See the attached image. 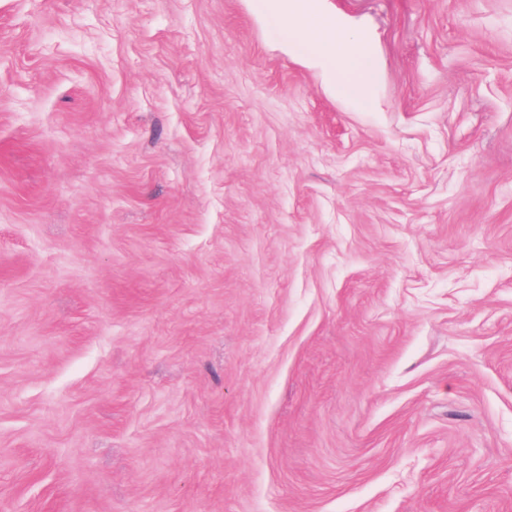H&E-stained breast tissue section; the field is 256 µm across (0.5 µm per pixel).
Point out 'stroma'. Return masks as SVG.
<instances>
[{
	"instance_id": "stroma-1",
	"label": "stroma",
	"mask_w": 512,
	"mask_h": 512,
	"mask_svg": "<svg viewBox=\"0 0 512 512\" xmlns=\"http://www.w3.org/2000/svg\"><path fill=\"white\" fill-rule=\"evenodd\" d=\"M0 0V512H512V0ZM276 1V7L292 19L295 39L314 40L319 57L335 60L336 66L352 82L363 86L373 83V73L359 65L361 46L320 10L318 0Z\"/></svg>"
}]
</instances>
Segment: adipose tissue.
<instances>
[{
    "instance_id": "1",
    "label": "adipose tissue",
    "mask_w": 512,
    "mask_h": 512,
    "mask_svg": "<svg viewBox=\"0 0 512 512\" xmlns=\"http://www.w3.org/2000/svg\"><path fill=\"white\" fill-rule=\"evenodd\" d=\"M277 7L292 19L295 39L315 41L319 57L335 60L352 82L363 86L372 84L373 73L359 65L362 54L359 43L321 11L317 0H278Z\"/></svg>"
}]
</instances>
